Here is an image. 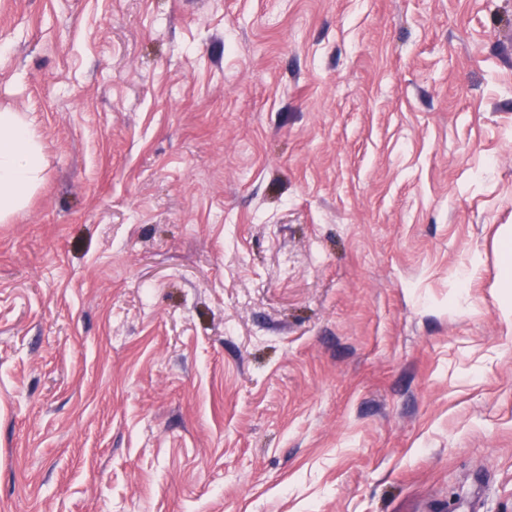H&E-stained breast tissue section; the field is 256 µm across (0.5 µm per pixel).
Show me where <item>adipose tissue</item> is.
<instances>
[{"label": "adipose tissue", "instance_id": "adipose-tissue-1", "mask_svg": "<svg viewBox=\"0 0 512 512\" xmlns=\"http://www.w3.org/2000/svg\"><path fill=\"white\" fill-rule=\"evenodd\" d=\"M44 157L30 123L0 110V220L27 201L42 179Z\"/></svg>", "mask_w": 512, "mask_h": 512}]
</instances>
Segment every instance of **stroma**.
Listing matches in <instances>:
<instances>
[{
  "label": "stroma",
  "mask_w": 512,
  "mask_h": 512,
  "mask_svg": "<svg viewBox=\"0 0 512 512\" xmlns=\"http://www.w3.org/2000/svg\"><path fill=\"white\" fill-rule=\"evenodd\" d=\"M512 0H0V512H512ZM44 157L30 123L0 110V220L27 201L42 179Z\"/></svg>",
  "instance_id": "stroma-1"
}]
</instances>
